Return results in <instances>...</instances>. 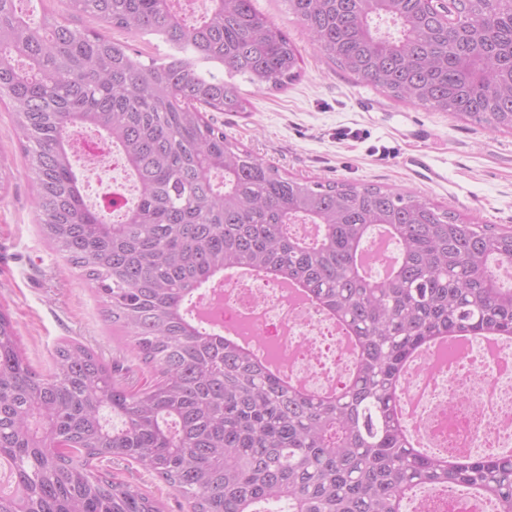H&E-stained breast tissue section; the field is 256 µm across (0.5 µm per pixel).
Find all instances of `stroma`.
<instances>
[{"label": "stroma", "mask_w": 512, "mask_h": 512, "mask_svg": "<svg viewBox=\"0 0 512 512\" xmlns=\"http://www.w3.org/2000/svg\"><path fill=\"white\" fill-rule=\"evenodd\" d=\"M254 6L295 42L303 74L278 92L243 84L249 110L214 115L228 135L294 177L415 191L476 223L512 229V133L390 99L321 57L286 0ZM415 156L425 157L436 180L419 178L410 164ZM0 166L13 174L0 193V309L32 366L48 373L56 346L75 341L104 363L123 365V381L149 379L150 370L113 333L103 298L41 236L27 160L1 105ZM99 468L138 486L163 512H188L179 494L136 462L111 459Z\"/></svg>", "instance_id": "1"}]
</instances>
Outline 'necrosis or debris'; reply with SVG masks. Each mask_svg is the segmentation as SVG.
I'll return each mask as SVG.
<instances>
[{"label":"necrosis or debris","instance_id":"1","mask_svg":"<svg viewBox=\"0 0 512 512\" xmlns=\"http://www.w3.org/2000/svg\"><path fill=\"white\" fill-rule=\"evenodd\" d=\"M76 142L89 177L104 204L125 206L133 181L113 178L120 156L84 135ZM225 327L268 339L289 371L313 391L339 388L352 367L341 327L310 307L290 306L273 281L253 279L225 285L209 302ZM447 368L433 363L413 367L404 397L412 426L427 447L440 451L484 453L512 447V342L488 358L480 340L467 339ZM410 512H507L505 506L453 488L420 492Z\"/></svg>","mask_w":512,"mask_h":512}]
</instances>
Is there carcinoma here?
I'll return each instance as SVG.
<instances>
[{
	"label": "carcinoma",
	"mask_w": 512,
	"mask_h": 512,
	"mask_svg": "<svg viewBox=\"0 0 512 512\" xmlns=\"http://www.w3.org/2000/svg\"><path fill=\"white\" fill-rule=\"evenodd\" d=\"M133 36L168 45L141 62L127 43L21 0H0V102L14 115L37 189L40 233L104 298L107 319L155 372L120 383L90 350L54 349L44 375L0 309V512H161L93 460H132L190 512H401L416 487H464L512 506V454L431 457L406 438L403 370L419 346L512 337V230L475 224L418 194L290 178L206 109L246 112L237 82L282 90L301 53L253 0H67ZM325 59L387 96L512 131V0H287ZM121 153L138 198L119 221L88 208L70 132ZM318 224L312 243L292 224ZM399 243L374 282L356 257L371 231ZM292 280L342 324L356 359L332 395L301 392L193 317L224 271Z\"/></svg>",
	"instance_id": "obj_1"
}]
</instances>
